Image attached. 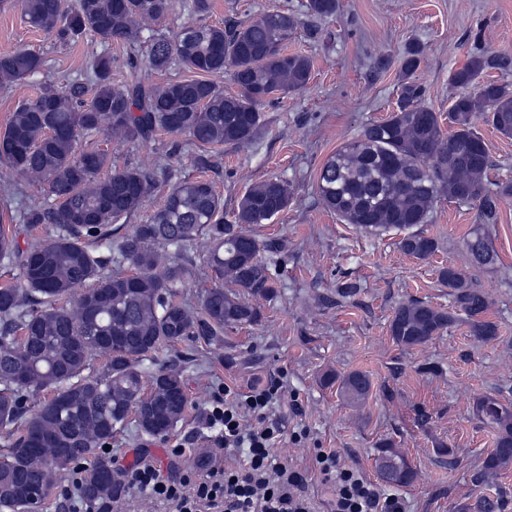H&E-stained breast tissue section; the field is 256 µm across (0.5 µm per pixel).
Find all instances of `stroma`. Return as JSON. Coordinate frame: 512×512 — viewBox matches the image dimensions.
I'll use <instances>...</instances> for the list:
<instances>
[{
    "instance_id": "35a3bbf8",
    "label": "stroma",
    "mask_w": 512,
    "mask_h": 512,
    "mask_svg": "<svg viewBox=\"0 0 512 512\" xmlns=\"http://www.w3.org/2000/svg\"><path fill=\"white\" fill-rule=\"evenodd\" d=\"M303 2L211 0L205 17L186 8L163 25L175 30L201 20L210 25L245 22L267 11L301 12ZM324 27L326 42L300 36L289 41V52L312 57L311 80L306 89L266 105L267 125L254 143L225 147L215 169L200 164L195 147L174 156L182 177L213 181L228 215L255 183L278 178L291 186L288 208L253 228L258 239L285 245L276 269L277 290L271 297L255 298L258 322L225 329L222 344L186 340L144 359L145 375L162 367L182 374L188 400L184 418L163 437L142 434L127 423L114 432L109 455L127 464L143 452L170 474H182L214 452L204 417L224 385L245 390L279 379L283 397L275 414L284 427L278 445L282 456L305 461L313 449L334 448L343 465L360 468L376 482L375 446L388 438L418 473L412 485L383 487L403 499L406 512H458L459 504L484 494L504 498L505 512H512V469L484 484L473 479L494 446L492 431L474 412L477 399L493 395L512 404V199L502 202L490 227L499 260L483 269L472 265L465 245L481 221L477 204L440 198L421 227L438 249L419 260L400 250L399 234H366L326 209L316 193L324 162L364 124L385 119L394 108L398 60L408 40L424 47L417 77L427 104L447 114L455 93L448 83L452 69L475 51L512 56V0H342L341 11ZM19 48L41 54L47 65L21 89L0 87V128L22 97L46 84L68 87L99 46L88 40L61 43L31 27L12 0H0V55ZM382 55L391 65L373 76L372 61ZM475 125L492 160L488 182L512 181V137L481 119ZM92 143L108 152L113 168H149L172 140L163 136L141 143L99 136ZM448 265L487 294L486 317L497 326L496 338L476 340L461 316L424 345L397 346L388 326L401 303L421 300L453 311L439 276ZM340 283L356 285L355 294L338 300ZM329 371L367 374L372 388L366 402L348 404L336 387L324 385L321 377ZM302 425L310 432L308 440H293V431ZM188 438L192 453L170 460L169 448ZM442 446L455 449L454 459L438 455Z\"/></svg>"
}]
</instances>
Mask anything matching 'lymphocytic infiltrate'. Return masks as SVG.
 Wrapping results in <instances>:
<instances>
[{
    "instance_id": "lymphocytic-infiltrate-1",
    "label": "lymphocytic infiltrate",
    "mask_w": 512,
    "mask_h": 512,
    "mask_svg": "<svg viewBox=\"0 0 512 512\" xmlns=\"http://www.w3.org/2000/svg\"><path fill=\"white\" fill-rule=\"evenodd\" d=\"M281 395L277 381L225 388L206 413L210 465L173 478L141 456L120 466L125 484L156 512H403L334 449H316L308 467L279 455L283 429L273 409Z\"/></svg>"
}]
</instances>
